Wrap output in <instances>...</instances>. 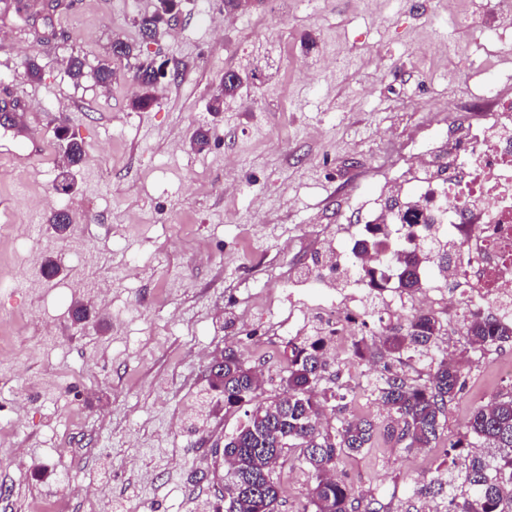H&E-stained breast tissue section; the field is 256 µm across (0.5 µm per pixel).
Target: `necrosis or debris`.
I'll list each match as a JSON object with an SVG mask.
<instances>
[{
  "label": "necrosis or debris",
  "instance_id": "necrosis-or-debris-1",
  "mask_svg": "<svg viewBox=\"0 0 512 512\" xmlns=\"http://www.w3.org/2000/svg\"><path fill=\"white\" fill-rule=\"evenodd\" d=\"M509 65L512 54L496 52L477 95L476 119L439 146L421 145L402 162L400 209H387L379 195L359 203L361 226L335 249L331 265L297 282L319 292L318 303L283 318L282 335H299L314 319L324 335L344 346L352 327L374 315L367 304L373 295L387 312L450 311L439 292L445 280L469 303L512 320V88L498 74ZM376 226L389 241L381 253L368 247ZM435 246L447 250L448 267L428 262L427 295L408 294L399 279L400 259Z\"/></svg>",
  "mask_w": 512,
  "mask_h": 512
}]
</instances>
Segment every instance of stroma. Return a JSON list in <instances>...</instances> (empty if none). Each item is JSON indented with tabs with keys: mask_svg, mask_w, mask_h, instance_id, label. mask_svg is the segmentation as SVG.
<instances>
[{
	"mask_svg": "<svg viewBox=\"0 0 512 512\" xmlns=\"http://www.w3.org/2000/svg\"><path fill=\"white\" fill-rule=\"evenodd\" d=\"M49 0H0V103L18 104L46 128L48 160L28 172L0 167V512H213L226 435L246 420L209 386L213 355L232 348L264 367L266 394L283 393L281 315L306 299L279 288L324 260V243L347 239L360 213L355 190L382 187L395 153L447 137L459 115L445 72L468 87L476 61L432 49L471 44L499 25L486 0H463L461 23L440 0H255L228 15L224 0H184L182 15L145 54L168 59L145 112L133 110L132 67L104 88L73 80L69 56L106 60L114 39L142 43L136 20L154 0H56L52 27L13 23ZM35 60L40 81L24 75ZM251 79L207 105L224 73ZM86 159L72 192L56 189L58 128ZM204 151L190 148L197 128ZM348 208L346 223L336 221ZM73 220L67 235L47 219ZM60 273L43 277L45 258ZM86 304L76 324L71 311ZM512 345L472 362L436 447L404 452L380 435L335 474L362 496L427 512L405 488L433 475L471 411L506 388L500 363ZM337 393L359 387L352 414L384 423L365 398L385 374L372 359H335ZM279 512H302L312 480L296 454L278 469Z\"/></svg>",
	"mask_w": 512,
	"mask_h": 512,
	"instance_id": "stroma-1",
	"label": "stroma"
}]
</instances>
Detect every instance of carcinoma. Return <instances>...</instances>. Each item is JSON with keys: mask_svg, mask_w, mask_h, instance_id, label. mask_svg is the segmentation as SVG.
I'll return each mask as SVG.
<instances>
[{"mask_svg": "<svg viewBox=\"0 0 512 512\" xmlns=\"http://www.w3.org/2000/svg\"><path fill=\"white\" fill-rule=\"evenodd\" d=\"M168 0H157L154 12L138 20L142 40L151 42L162 34ZM121 59L133 62L138 90L133 108L146 110L155 102V65L137 45L123 42ZM92 78L108 87L118 77L109 63L90 69ZM239 80L222 83L209 105L219 112L224 97L236 95ZM427 260L419 252L404 264L405 287L418 291L425 281L416 273ZM442 322L428 314L414 313L397 329L355 342V355L378 361L416 357L427 362L426 378L418 381L390 372L371 386V395L387 411L384 427L402 448L411 452L431 448L444 431L449 408L465 387L461 367L438 355ZM465 351L477 357L512 344V322H502L489 313L470 311L463 318ZM285 395L261 397L255 369L233 350L224 351V374L210 386L224 393V407L253 404L247 420L224 438V512H279L280 483L276 470L292 449L314 480L303 512H392V501L382 495L365 498L348 483L330 477L343 455H359L370 448L379 432L377 423L347 412V405L332 401L354 400V393L337 395L327 380L329 365L319 342L283 346ZM492 448L493 453L482 449ZM447 471L415 483L419 498L439 496L441 512H512V388L494 395L467 419L456 439L448 444Z\"/></svg>", "mask_w": 512, "mask_h": 512, "instance_id": "1", "label": "carcinoma"}]
</instances>
